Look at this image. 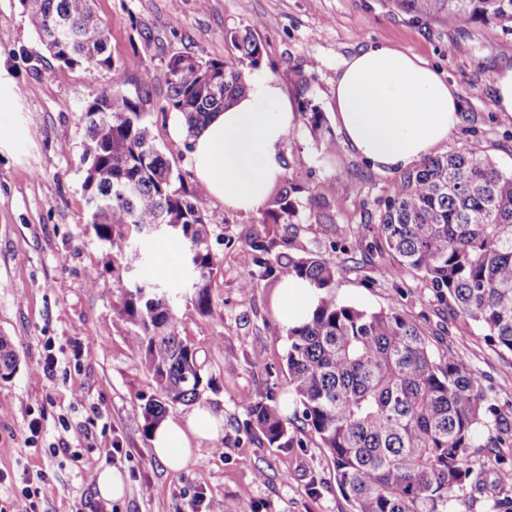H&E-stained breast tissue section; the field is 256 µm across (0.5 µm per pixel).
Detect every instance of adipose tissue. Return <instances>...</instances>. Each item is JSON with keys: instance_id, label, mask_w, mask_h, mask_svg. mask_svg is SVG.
Masks as SVG:
<instances>
[{"instance_id": "1", "label": "adipose tissue", "mask_w": 512, "mask_h": 512, "mask_svg": "<svg viewBox=\"0 0 512 512\" xmlns=\"http://www.w3.org/2000/svg\"><path fill=\"white\" fill-rule=\"evenodd\" d=\"M458 91L419 56L371 44L344 60L336 78L333 116L345 140L381 171L413 167L447 142L458 122ZM298 114L277 79L257 71L250 90L215 113L193 137L191 164L197 181L225 207L262 211L283 171V145ZM318 293L307 282L285 280L280 309L286 325L305 322ZM222 419L199 409L162 420L152 432V454L178 472L198 459L196 438L217 436Z\"/></svg>"}]
</instances>
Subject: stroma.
<instances>
[{
	"instance_id": "1",
	"label": "stroma",
	"mask_w": 512,
	"mask_h": 512,
	"mask_svg": "<svg viewBox=\"0 0 512 512\" xmlns=\"http://www.w3.org/2000/svg\"><path fill=\"white\" fill-rule=\"evenodd\" d=\"M109 29L113 60L144 52L155 73L145 123L154 144L195 177L185 158L182 122L167 111L161 75L167 60L195 52L227 55L224 31L257 25L260 68L294 103L327 114L335 153L298 125L283 152L289 172L306 187L292 231L308 249L332 255L340 273L338 302L378 310L399 305L420 324L432 351L455 354L481 377L489 403H512V354L484 332L437 304L415 275L376 251L349 252L372 238L381 202L401 187L402 173L382 172L341 138L330 114L333 85L344 58L361 46L388 42L443 72L462 104L460 121L439 154L475 144L497 165L512 168V118L495 109L487 76L512 67V34L445 20L418 22L394 0H94ZM153 42L144 46L142 35ZM0 82L12 93L18 135L0 143V336L14 343L20 367L0 379V512H25L22 475L44 479L56 492L41 512H204L233 502L241 512H351L336 483L333 460L314 437L304 447L268 446L251 429L246 404L266 389L288 390L285 326L267 310L274 290L255 280L245 243L261 232L256 213L232 211L213 200L209 246L219 269L208 279L213 313L191 300L177 314L180 333L213 379L200 408L224 419L218 438H199L201 460L166 471L151 453L143 410L155 385L144 360L127 342L130 325L119 312L128 280L138 276L177 284L180 241L154 238L128 265L112 262L108 242L90 222L80 164L86 136L81 111L112 87L110 70L65 66L45 49L31 19L30 0H0ZM338 250H331V243ZM37 433H30L29 423ZM484 469L482 490H457L458 512H494L512 500V447L475 448ZM113 468L126 478L118 500L99 497L92 474Z\"/></svg>"
}]
</instances>
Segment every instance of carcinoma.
<instances>
[{"label":"carcinoma","mask_w":512,"mask_h":512,"mask_svg":"<svg viewBox=\"0 0 512 512\" xmlns=\"http://www.w3.org/2000/svg\"><path fill=\"white\" fill-rule=\"evenodd\" d=\"M397 2L418 20L512 32V0ZM33 21L42 41L56 29L68 31L52 52L58 61L112 70V89L83 109L81 164L86 201L113 261L153 236L155 225H179L176 236L195 270L194 303L201 315L212 314L207 277L220 259L208 244L209 202L202 186L187 184L149 136L142 105L155 76L144 70L134 97L122 89L133 62L107 54V25L92 0H34ZM224 42L230 52L222 59L178 54L165 65L168 109L180 114L190 137L246 95L247 79L259 66L258 24L224 32ZM301 114L311 133L322 131L325 115L317 107ZM128 182L135 193L124 198ZM304 192L283 172L260 221L263 232L246 243L269 286L294 278L318 292L310 319L285 328L292 418H283L282 398L268 390L251 397L249 422L276 448L304 447L302 428L317 438L332 456L352 512H455V490L480 481L470 449L512 447L508 415L487 403L479 375L466 362L451 353L436 360L398 306L368 311L336 301L335 261L280 234L281 219L296 216ZM377 226L372 248L389 253L421 277L437 301L453 302L462 323L512 353V169L497 167L473 145L429 157L384 201ZM120 313L132 325L128 344L144 358L156 386L157 397L144 408L150 435L169 409L199 401L211 379L180 336L167 288L140 280L125 290ZM17 369L12 344L0 336V376Z\"/></svg>","instance_id":"cac0c4a2"}]
</instances>
